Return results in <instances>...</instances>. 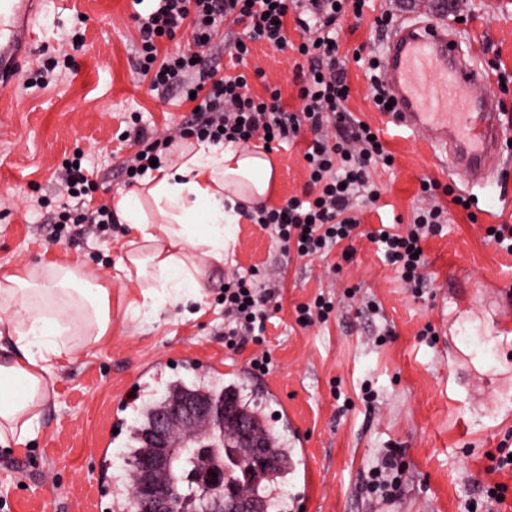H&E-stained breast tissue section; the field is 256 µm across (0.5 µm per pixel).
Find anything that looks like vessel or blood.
<instances>
[{
    "mask_svg": "<svg viewBox=\"0 0 512 512\" xmlns=\"http://www.w3.org/2000/svg\"><path fill=\"white\" fill-rule=\"evenodd\" d=\"M44 0H0V86L9 87L40 45L33 18ZM458 49L444 27L401 22L391 32L384 67L388 91L398 109L392 125L413 130L429 128L433 142L450 149L449 164L486 174L485 162L504 137L498 121L497 98L472 100L467 90L486 80L479 67L457 63Z\"/></svg>",
    "mask_w": 512,
    "mask_h": 512,
    "instance_id": "b4317fda",
    "label": "vessel or blood"
}]
</instances>
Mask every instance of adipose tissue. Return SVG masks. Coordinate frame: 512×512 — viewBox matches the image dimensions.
<instances>
[{"label": "adipose tissue", "instance_id": "obj_1", "mask_svg": "<svg viewBox=\"0 0 512 512\" xmlns=\"http://www.w3.org/2000/svg\"><path fill=\"white\" fill-rule=\"evenodd\" d=\"M276 177L261 146L200 143L113 199L115 214L134 230L116 277L140 288L136 312L148 316L199 296L191 252L223 262L239 219L237 203H265ZM0 305L22 313L0 320V338L13 346L0 361V445L20 447L42 431L48 381L60 360L111 333L112 291L89 285L77 267L55 266L40 275L17 270L0 274Z\"/></svg>", "mask_w": 512, "mask_h": 512}]
</instances>
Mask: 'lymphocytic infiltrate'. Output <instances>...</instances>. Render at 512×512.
<instances>
[{"label":"lymphocytic infiltrate","mask_w":512,"mask_h":512,"mask_svg":"<svg viewBox=\"0 0 512 512\" xmlns=\"http://www.w3.org/2000/svg\"><path fill=\"white\" fill-rule=\"evenodd\" d=\"M366 0H155L147 13L135 14L139 32L137 68L151 79L158 96L178 95L194 109L185 116L178 136L157 137L132 118L125 135L135 148L117 166L126 184L137 182L143 168L162 159L175 138L191 137L212 143L248 145L253 139L276 143L297 140L309 133L303 152L308 190L281 206L260 205L246 209V216L268 230L284 251L301 258H315L339 251L341 260L352 256L351 244L361 232L365 209L376 207L382 188L371 177L373 170L388 167L389 153L374 145L372 128L347 121L345 104L350 86L339 57L341 16L362 18ZM242 26L229 45L230 54L242 61L261 42L276 51L300 56L295 74L299 106L288 110L280 88L266 87L264 95L251 91L247 72L220 75L210 51L223 23ZM190 29L193 46L159 57L161 42L173 40ZM300 33L292 40L290 31ZM110 205L72 213L61 207L54 214L56 233L73 237L106 232L114 223ZM447 209L435 206L414 211L406 228L388 225L370 231L369 239L382 244L388 262L415 296H423L426 258L423 242L441 231ZM278 297L276 287L256 274L232 277L224 292V346L239 351L247 344H261L269 306ZM407 466L404 451L386 449L378 463L364 475L363 489L372 499L392 502L402 493Z\"/></svg>","instance_id":"1"}]
</instances>
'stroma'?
Returning <instances> with one entry per match:
<instances>
[{
    "label": "stroma",
    "mask_w": 512,
    "mask_h": 512,
    "mask_svg": "<svg viewBox=\"0 0 512 512\" xmlns=\"http://www.w3.org/2000/svg\"><path fill=\"white\" fill-rule=\"evenodd\" d=\"M385 10L398 20L412 16L446 27L475 64L504 79L506 143L499 173L486 185L449 170L428 133L398 131L375 108L360 58L384 56L389 34L373 21ZM136 11L133 0H49L34 19L44 49L27 66L37 69L66 48L72 67L46 87L15 83L6 93L12 111L0 112V273L77 263L112 290L111 335L63 360L50 377L51 400L32 445L0 449V512H117L97 487L122 482L130 432L148 404L169 382L216 379L238 385L289 448L305 442L308 463L288 477L286 512H465L487 482L508 485L494 512H512V472L490 470L491 455L512 434V335L494 330L512 303V254L486 239L489 225L512 224V0H371L362 20L349 15L338 25L349 115L378 130L394 156L392 168L371 173L385 191L379 208L365 213L366 228L409 222L414 208L435 202L450 213L449 224L425 244L424 297H413L380 244L357 239L344 262L334 253L301 259L243 218L223 263L196 256L201 302L169 303L153 317L132 312L139 289L113 278L130 225H111L103 239L58 240L51 223L67 200L57 178L64 160L81 154L97 177L95 203H111L124 188L113 171L130 152L119 135L131 113L163 134L191 109L177 96L157 97L138 74ZM75 30L84 39L73 49L68 39ZM237 33L224 25L214 38L221 73H252L253 93L277 86L296 106L295 58L258 44L236 61L225 45ZM304 147L299 141L271 151L277 179L269 205L303 197ZM424 178L448 194L421 195ZM456 195L470 199V210L453 204ZM41 198L46 207L38 206ZM253 270L282 286L280 309L265 333L274 366L264 376L248 365L253 345L237 353L224 347V282ZM321 292L343 298L336 319L299 328L295 305ZM371 300L379 313L361 314ZM428 323L438 332L432 347L418 337ZM384 330L386 343L375 345ZM365 384L377 394L371 411L360 400ZM335 387L340 397H333ZM392 446L404 449L410 479L398 500L382 503L366 496L361 476Z\"/></svg>",
    "instance_id": "35a3bbf8"
}]
</instances>
